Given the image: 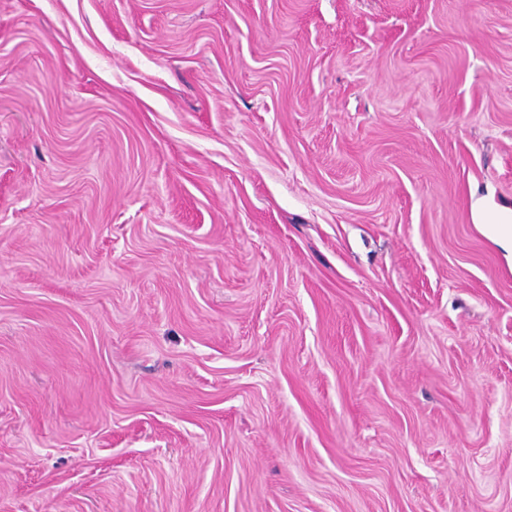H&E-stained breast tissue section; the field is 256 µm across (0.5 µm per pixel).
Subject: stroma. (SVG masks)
<instances>
[{"label":"stroma","mask_w":512,"mask_h":512,"mask_svg":"<svg viewBox=\"0 0 512 512\" xmlns=\"http://www.w3.org/2000/svg\"><path fill=\"white\" fill-rule=\"evenodd\" d=\"M512 0H0V512H512Z\"/></svg>","instance_id":"35a3bbf8"}]
</instances>
